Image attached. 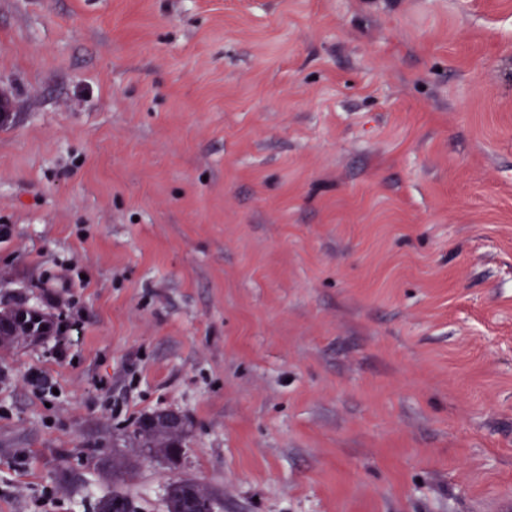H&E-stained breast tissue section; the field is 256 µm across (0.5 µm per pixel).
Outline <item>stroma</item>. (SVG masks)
I'll use <instances>...</instances> for the list:
<instances>
[{
    "label": "stroma",
    "instance_id": "obj_1",
    "mask_svg": "<svg viewBox=\"0 0 512 512\" xmlns=\"http://www.w3.org/2000/svg\"><path fill=\"white\" fill-rule=\"evenodd\" d=\"M0 92V512L512 501V0H0ZM0 324L4 326V333H0V348H7L21 340L37 339L46 335L49 328L46 316L21 307L1 308ZM185 435L186 421L182 415L174 418L167 411H157L136 419L128 439L142 448H150L156 455L171 457L182 447ZM167 512H213L214 497L193 479L171 483L166 493Z\"/></svg>",
    "mask_w": 512,
    "mask_h": 512
}]
</instances>
